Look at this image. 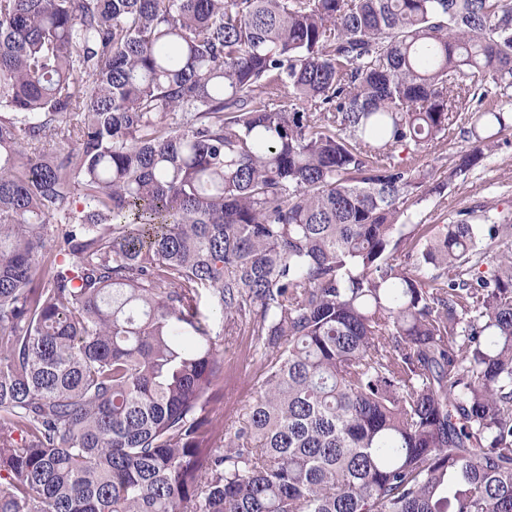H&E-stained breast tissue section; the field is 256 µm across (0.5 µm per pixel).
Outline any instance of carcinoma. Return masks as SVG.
<instances>
[{
  "mask_svg": "<svg viewBox=\"0 0 512 512\" xmlns=\"http://www.w3.org/2000/svg\"><path fill=\"white\" fill-rule=\"evenodd\" d=\"M511 87L512 0H0V512H512V250L414 221ZM468 143L462 141L459 136H456L452 140H447L443 144H439L436 148L433 146L427 150L423 155L420 164H441L447 162L448 158H455L461 151L467 149ZM439 157V159H437ZM442 158V160H441ZM205 311L216 342L224 352V397L213 408L212 417L217 426L231 424L240 410L251 403L257 395L260 363L252 356L256 337L245 333L229 343L224 342V325L219 309H212V303L205 301Z\"/></svg>",
  "mask_w": 512,
  "mask_h": 512,
  "instance_id": "obj_1",
  "label": "carcinoma"
}]
</instances>
